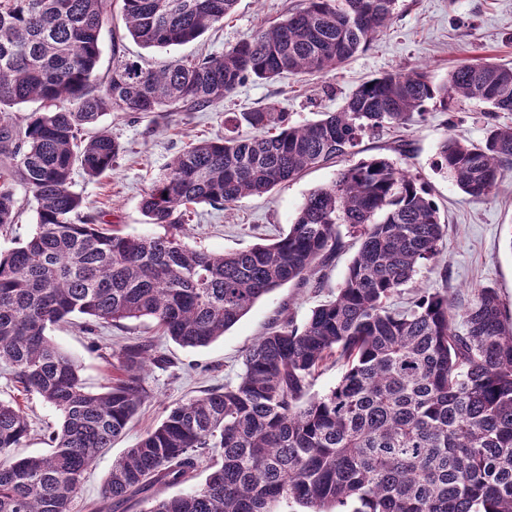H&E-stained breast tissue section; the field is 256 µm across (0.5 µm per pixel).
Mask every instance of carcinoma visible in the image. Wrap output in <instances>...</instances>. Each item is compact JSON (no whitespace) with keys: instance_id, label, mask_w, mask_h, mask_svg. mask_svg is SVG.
<instances>
[{"instance_id":"1","label":"carcinoma","mask_w":512,"mask_h":512,"mask_svg":"<svg viewBox=\"0 0 512 512\" xmlns=\"http://www.w3.org/2000/svg\"><path fill=\"white\" fill-rule=\"evenodd\" d=\"M127 34L145 48L197 40L237 0H121ZM398 0H307L219 54L142 67L112 43L97 75L112 0H0V231L16 223V189L37 202L36 231L0 250V362L54 408L51 451L19 457L25 412L0 400V512H73L83 475L149 397L152 347L121 349L117 375L88 391L80 366L49 332L79 314L80 330L148 318L182 347H206L263 296L306 284L361 240L334 298L296 326L281 311L247 351L238 381L189 399L112 464L102 498L112 512L157 485L203 483L145 512H512V322L498 292L473 289L462 312L448 287L393 307L418 270L437 264L445 225L430 193L387 157L341 171L313 191L288 230L232 253L183 241L192 205L260 196L352 153L366 133L460 98L512 112V66L457 65L448 80L391 72L362 83L337 112L294 124L276 103L224 113V136L189 143L140 202L159 235L129 236L93 222L73 173L112 171L122 148L102 129L109 112H196L246 80L332 72L393 19ZM37 103L26 123L6 107ZM436 166L481 198L512 166V126L483 142L445 140ZM344 372L310 393L328 363Z\"/></svg>"}]
</instances>
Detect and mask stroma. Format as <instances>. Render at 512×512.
I'll return each mask as SVG.
<instances>
[{"instance_id":"35a3bbf8","label":"stroma","mask_w":512,"mask_h":512,"mask_svg":"<svg viewBox=\"0 0 512 512\" xmlns=\"http://www.w3.org/2000/svg\"><path fill=\"white\" fill-rule=\"evenodd\" d=\"M300 0H239L233 15L194 42L167 49H145L123 37L127 58L160 66L166 59L220 53L259 28L281 20ZM475 59H496L512 64V0H398L386 29L341 68L316 76L284 77L275 81H248L218 105L198 112H170L158 123L128 112L102 116L97 126L108 130L122 147L111 172L88 179L75 171L73 188L86 203L88 215L114 225L122 234L159 233L146 223L140 201L155 176L190 140L208 139L224 132V115L279 103L293 122L304 124L322 113L338 111L366 80L385 73L426 68L431 80L446 81L451 69ZM478 100H458L448 108L427 104L424 119L404 128H383L364 138L341 165L316 167L260 197H246L220 209L197 205L185 226L190 246L215 252L245 249L277 238L291 224L310 192L330 185L340 167L385 156L423 183L436 202L447 231L439 244L438 267L421 268L412 289L447 287L454 307L471 298L472 289L497 290L512 313V169L505 170L497 188L474 198L461 191L446 171L436 166L443 141L458 137L480 143L490 124L512 125V112L489 117ZM407 154L397 150L399 141ZM360 246L349 237L344 249L324 269L319 287L289 283L260 299L224 336L206 347L184 348L162 336L153 321L127 320L122 327L102 329L98 335L79 331L80 316L50 332L53 341L79 364L87 389L101 391L112 368L109 355L122 345L145 342L159 361L145 376L148 400L111 448L99 455L84 474L75 512H99L102 488L114 460L154 429L177 405L203 392L236 383L247 350L265 332L278 311L303 323L311 309L334 297ZM447 276H440V268ZM16 400L27 414L30 433L17 453L40 455L50 449L48 436L59 423L57 413L38 394L26 393L14 382L9 365L0 363V400Z\"/></svg>"}]
</instances>
